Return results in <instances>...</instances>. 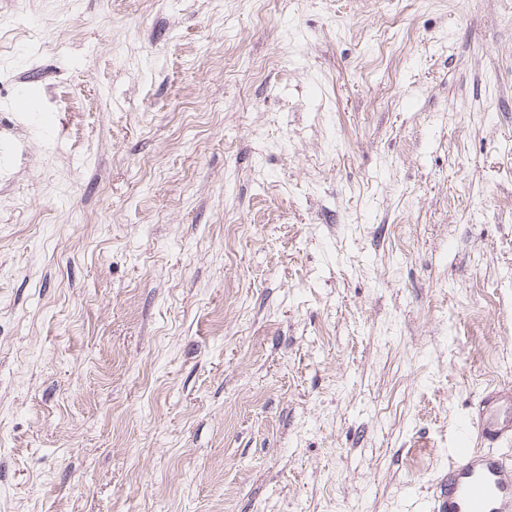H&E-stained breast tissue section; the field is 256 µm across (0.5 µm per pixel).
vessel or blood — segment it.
<instances>
[{"label": "vessel or blood", "instance_id": "obj_1", "mask_svg": "<svg viewBox=\"0 0 512 512\" xmlns=\"http://www.w3.org/2000/svg\"><path fill=\"white\" fill-rule=\"evenodd\" d=\"M512 441V387L483 394L465 424L432 512H512V463L496 448Z\"/></svg>", "mask_w": 512, "mask_h": 512}]
</instances>
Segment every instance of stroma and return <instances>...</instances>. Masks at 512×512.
Instances as JSON below:
<instances>
[{
	"label": "stroma",
	"mask_w": 512,
	"mask_h": 512,
	"mask_svg": "<svg viewBox=\"0 0 512 512\" xmlns=\"http://www.w3.org/2000/svg\"><path fill=\"white\" fill-rule=\"evenodd\" d=\"M0 155V512H431L512 382V0H0Z\"/></svg>",
	"instance_id": "stroma-1"
}]
</instances>
